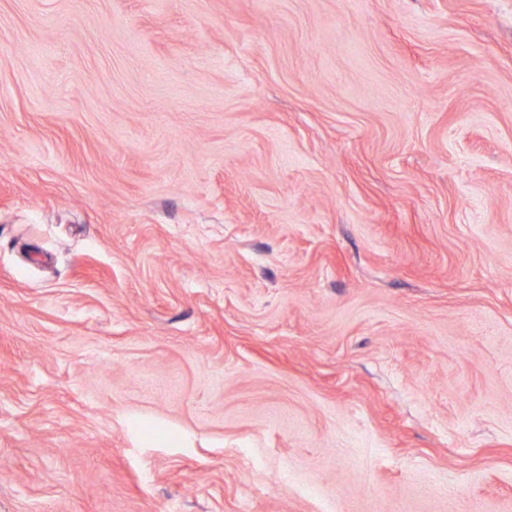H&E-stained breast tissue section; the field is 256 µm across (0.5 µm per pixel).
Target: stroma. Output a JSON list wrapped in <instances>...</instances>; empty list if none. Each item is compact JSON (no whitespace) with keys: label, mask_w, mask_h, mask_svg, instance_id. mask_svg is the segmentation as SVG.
<instances>
[{"label":"stroma","mask_w":512,"mask_h":512,"mask_svg":"<svg viewBox=\"0 0 512 512\" xmlns=\"http://www.w3.org/2000/svg\"><path fill=\"white\" fill-rule=\"evenodd\" d=\"M0 512H512V0H0Z\"/></svg>","instance_id":"obj_1"}]
</instances>
